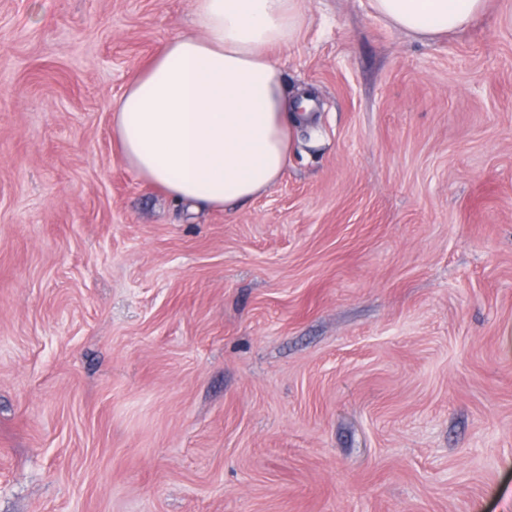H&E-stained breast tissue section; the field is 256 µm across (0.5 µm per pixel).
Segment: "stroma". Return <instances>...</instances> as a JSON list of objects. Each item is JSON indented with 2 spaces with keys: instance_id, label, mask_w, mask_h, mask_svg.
<instances>
[{
  "instance_id": "stroma-1",
  "label": "stroma",
  "mask_w": 512,
  "mask_h": 512,
  "mask_svg": "<svg viewBox=\"0 0 512 512\" xmlns=\"http://www.w3.org/2000/svg\"><path fill=\"white\" fill-rule=\"evenodd\" d=\"M194 0H0V512H512V0H308L288 164L196 210L114 106ZM373 14L420 39L460 31L483 13L486 0H368Z\"/></svg>"
}]
</instances>
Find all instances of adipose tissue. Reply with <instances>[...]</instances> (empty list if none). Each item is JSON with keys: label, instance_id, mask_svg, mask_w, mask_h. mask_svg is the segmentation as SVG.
<instances>
[{"label": "adipose tissue", "instance_id": "obj_1", "mask_svg": "<svg viewBox=\"0 0 512 512\" xmlns=\"http://www.w3.org/2000/svg\"><path fill=\"white\" fill-rule=\"evenodd\" d=\"M486 0H369L420 39L471 26ZM305 0H194L196 33L171 39L120 96L124 161L173 198L211 208L252 200L283 173L298 124L271 49L298 39Z\"/></svg>", "mask_w": 512, "mask_h": 512}]
</instances>
